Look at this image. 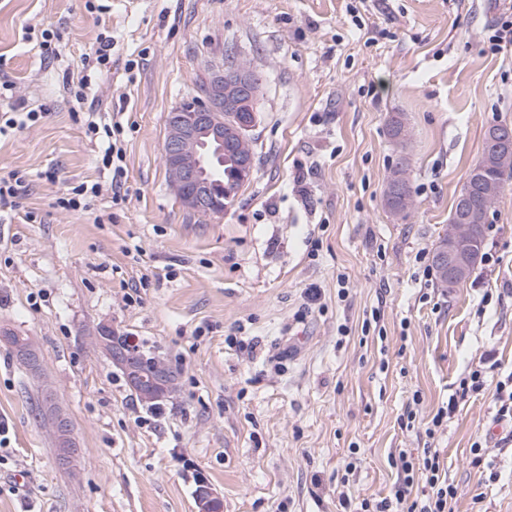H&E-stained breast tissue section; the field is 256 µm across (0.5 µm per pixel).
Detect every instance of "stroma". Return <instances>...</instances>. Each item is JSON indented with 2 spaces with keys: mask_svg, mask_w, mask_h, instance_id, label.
I'll return each instance as SVG.
<instances>
[{
  "mask_svg": "<svg viewBox=\"0 0 512 512\" xmlns=\"http://www.w3.org/2000/svg\"><path fill=\"white\" fill-rule=\"evenodd\" d=\"M86 2L0 0V58L44 113L0 140V177H27L0 206V330L28 337L39 363L0 343V512H199L202 485L221 512H358L390 495L399 449L426 444L454 512H512V421L491 392L424 434L470 368H512V185L469 279L442 288L432 266L486 131L512 125V48L487 43L512 0ZM29 26L59 34L58 57ZM101 34L112 65L90 94L123 125L120 206L63 85ZM229 49L261 76L256 168L201 216L170 187L165 121ZM403 152L413 205L395 215L382 195ZM81 181L104 186L91 209L57 208ZM103 322L175 370L159 409L95 348ZM48 391L79 442L69 468L38 415ZM477 441L492 472L472 463Z\"/></svg>",
  "mask_w": 512,
  "mask_h": 512,
  "instance_id": "1",
  "label": "stroma"
}]
</instances>
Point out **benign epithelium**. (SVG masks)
<instances>
[{"mask_svg": "<svg viewBox=\"0 0 512 512\" xmlns=\"http://www.w3.org/2000/svg\"><path fill=\"white\" fill-rule=\"evenodd\" d=\"M252 83L250 72L230 54L225 58L224 69L209 77L202 92L203 104L185 112L178 110L167 119L164 162L174 193L190 211L218 214V200L224 198V188L217 187L204 165L203 151L206 148L217 149L216 156L219 157L224 155L226 145L236 147L243 180L254 174L255 156L250 140L244 134L251 127V116L254 115ZM229 116L232 117L230 122L227 121ZM498 195L499 189L491 187L484 193L479 206L472 205L467 199L459 201V210L464 216L448 225L435 255V264L447 284L457 286L466 280L470 266L468 240L482 212L492 208ZM92 341L125 373L129 387L141 398L153 399L171 393L168 366L135 348L131 338L116 335L111 324H99ZM44 407L52 414L50 423L58 462L68 465L77 450L71 424L63 414L53 411L49 394L45 396Z\"/></svg>", "mask_w": 512, "mask_h": 512, "instance_id": "obj_1", "label": "benign epithelium"}]
</instances>
